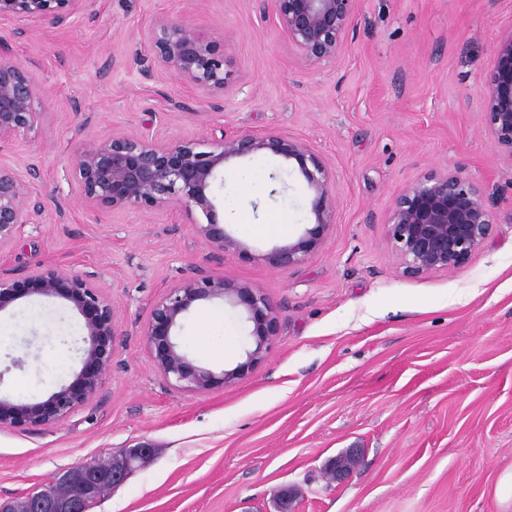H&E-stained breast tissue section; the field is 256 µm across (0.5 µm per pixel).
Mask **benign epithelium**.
Returning <instances> with one entry per match:
<instances>
[{
  "label": "benign epithelium",
  "instance_id": "1",
  "mask_svg": "<svg viewBox=\"0 0 512 512\" xmlns=\"http://www.w3.org/2000/svg\"><path fill=\"white\" fill-rule=\"evenodd\" d=\"M280 27L295 47L299 62L316 66L335 61L346 44L360 0H274ZM85 0H0V19L19 22L45 19L62 23ZM155 64L175 80L207 94H222L229 73L224 69V35L206 33L171 20H160L148 32ZM38 87L28 70L14 62L0 44V142L34 130L39 118ZM483 126L492 142L512 156V31L497 44L486 75L481 105ZM258 154L296 164L311 195L313 227L296 241L266 256L275 268L306 262L324 244L335 223V184L322 157L307 142L275 133H243L223 129L199 138L167 142L117 131L92 139L73 154L67 177L91 212L114 214L134 210L145 215L170 210L179 223L191 224L202 243L217 253L238 251L242 243L229 235L218 216L214 189L224 180L225 163ZM494 194L458 171L431 172L409 186L395 201L387 222V239L402 274L418 278L465 267L494 228ZM41 205L29 181L0 165V248L14 242L34 223ZM31 293L58 295L72 302L85 319L89 342L82 370L67 386L36 403L0 399V429L57 423L90 400L111 370L118 332L116 311L100 286L57 267L0 269V311ZM229 300L242 307L252 323L254 348L245 364L217 376L195 365L173 341L172 333L191 307L204 300ZM281 331L277 309L259 288L239 284L197 269L166 289L150 310L143 328L146 345L161 378L183 392H204L243 379L260 365ZM143 443L112 455L113 487L134 469V459L150 456ZM358 457L355 448L329 460L328 476L340 482L349 474L344 458ZM28 512H88V499L28 496Z\"/></svg>",
  "mask_w": 512,
  "mask_h": 512
}]
</instances>
